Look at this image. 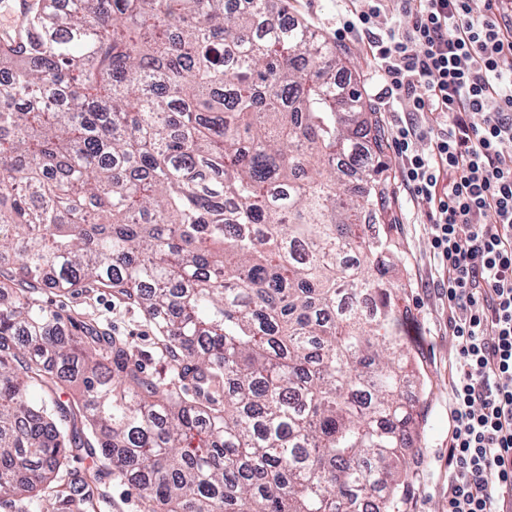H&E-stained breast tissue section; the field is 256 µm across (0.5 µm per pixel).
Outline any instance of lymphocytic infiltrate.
Listing matches in <instances>:
<instances>
[{
    "instance_id": "1",
    "label": "lymphocytic infiltrate",
    "mask_w": 512,
    "mask_h": 512,
    "mask_svg": "<svg viewBox=\"0 0 512 512\" xmlns=\"http://www.w3.org/2000/svg\"><path fill=\"white\" fill-rule=\"evenodd\" d=\"M367 36L404 183L426 201L455 343L448 512L512 493V0H343ZM399 27L380 31L381 16ZM445 126H438V119Z\"/></svg>"
}]
</instances>
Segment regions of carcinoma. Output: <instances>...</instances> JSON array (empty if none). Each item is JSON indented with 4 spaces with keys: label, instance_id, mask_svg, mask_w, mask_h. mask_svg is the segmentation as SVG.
<instances>
[{
    "label": "carcinoma",
    "instance_id": "cac0c4a2",
    "mask_svg": "<svg viewBox=\"0 0 512 512\" xmlns=\"http://www.w3.org/2000/svg\"><path fill=\"white\" fill-rule=\"evenodd\" d=\"M286 0H31L0 40V496L95 512H402L405 346L384 134ZM363 181L348 182L349 169ZM143 309L164 378L38 297ZM89 464L90 459L86 457L84 452L70 456L65 467L52 485L54 489L51 490L67 491L70 484L78 482L83 478ZM97 492L109 502L101 503L102 512H144L139 492L112 469L102 472L97 483Z\"/></svg>",
    "mask_w": 512,
    "mask_h": 512
}]
</instances>
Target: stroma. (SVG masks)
<instances>
[{"label": "stroma", "instance_id": "1", "mask_svg": "<svg viewBox=\"0 0 512 512\" xmlns=\"http://www.w3.org/2000/svg\"><path fill=\"white\" fill-rule=\"evenodd\" d=\"M337 0H289L286 20L302 21L319 37L335 45L344 63L339 76L350 79L367 109L375 113L382 128H389L394 115L385 111L377 94L383 86L367 41L338 35ZM386 159L396 200L392 205L399 224L404 261L391 274L404 285L400 308L406 317L409 342L420 358L426 387L422 395L424 417L415 441L416 458L411 464L406 512H447L448 432L452 420L448 409L450 368L455 348L448 337V299L438 282L431 247L427 205L414 198L401 178V159L394 143H387ZM43 303L79 321L98 324L114 336L129 339L140 352L147 372L163 375L166 367L157 352L158 333L143 313L116 294L96 288L60 296L45 289ZM97 491L105 499L101 512H144L139 492L116 471L104 470Z\"/></svg>", "mask_w": 512, "mask_h": 512}]
</instances>
